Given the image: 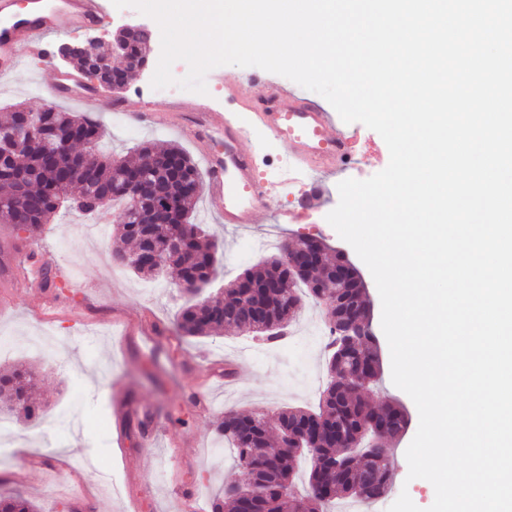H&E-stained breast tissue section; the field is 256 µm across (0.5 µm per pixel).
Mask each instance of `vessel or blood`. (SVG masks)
Returning a JSON list of instances; mask_svg holds the SVG:
<instances>
[{
    "mask_svg": "<svg viewBox=\"0 0 512 512\" xmlns=\"http://www.w3.org/2000/svg\"><path fill=\"white\" fill-rule=\"evenodd\" d=\"M93 31L105 24L99 0H0V77L17 74L24 55L47 58L48 41L59 34L65 23ZM26 54H19V47ZM60 99L78 100L92 106L94 91L56 78L52 84ZM237 95L246 101L264 105V120L269 131L279 140L297 149L288 165L279 171L277 180L257 174L251 155L242 147L244 133L240 128L216 124L206 112L190 110L188 105L143 103L137 106L120 102L119 111H134L139 120L161 123L172 115H180L189 136L207 133L208 148L205 168L207 191L217 201L220 213L228 224H251L263 213L275 196L278 182L299 183L304 187L302 210L309 209L321 196L323 188L312 182L311 173L302 164L309 157L321 172L331 162L349 160L354 143L334 123L330 112L314 102L301 99L296 92L270 81L251 78L241 81Z\"/></svg>",
    "mask_w": 512,
    "mask_h": 512,
    "instance_id": "b4317fda",
    "label": "vessel or blood"
}]
</instances>
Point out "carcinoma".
I'll return each mask as SVG.
<instances>
[{
	"label": "carcinoma",
	"instance_id": "obj_1",
	"mask_svg": "<svg viewBox=\"0 0 512 512\" xmlns=\"http://www.w3.org/2000/svg\"><path fill=\"white\" fill-rule=\"evenodd\" d=\"M150 34L120 37L105 46L91 45L71 57V66L81 73L99 72L107 92L124 86L128 75L148 64ZM125 59V68L112 67L113 54ZM22 123L38 132L27 140L20 161L4 164L0 172V223L19 221L37 232L61 207L93 213L102 207L103 196L125 181L134 169L145 184L134 204L121 198L120 237L135 246L132 252L112 254V260L136 275L151 276L169 267L178 270L179 284L207 286L216 272L219 245L207 236L190 214L193 200L202 191L196 163L180 147L137 146L143 160L136 167L95 152L101 138L98 122L90 115H73L55 106L33 111L22 104L0 122L8 133ZM61 149L73 156L74 167L63 170L51 162L49 153ZM173 227L183 253H166V227ZM319 259L316 279L296 275L291 268L298 247ZM156 252L164 258L158 268L147 267L137 255ZM346 260L331 255L322 241L284 242L279 253L263 260L260 267L238 276L219 294L184 306L177 315L180 338L208 337L224 330L251 333L265 343L279 341L304 300L319 301L323 287L336 279V270ZM361 324L359 345L326 360L327 383L319 409H281L266 413H224L216 428L218 439L232 447L237 465L254 480L258 492L254 512H326L333 501L351 497L373 503L388 491L391 479L390 448L381 438L399 435L408 424L404 409L388 403L374 407L365 392L381 373L376 337L369 325V303L357 273L349 271L336 290L330 330L334 319ZM39 375L25 365L0 370V403L9 415L28 421L40 418L42 408L33 398ZM309 463L308 490L298 499L292 494L297 462ZM240 486L226 484L212 502V512H240ZM0 512H36L35 504L18 494H0Z\"/></svg>",
	"mask_w": 512,
	"mask_h": 512
}]
</instances>
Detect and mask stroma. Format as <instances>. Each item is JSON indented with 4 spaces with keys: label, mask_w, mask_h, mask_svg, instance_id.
<instances>
[{
    "label": "stroma",
    "mask_w": 512,
    "mask_h": 512,
    "mask_svg": "<svg viewBox=\"0 0 512 512\" xmlns=\"http://www.w3.org/2000/svg\"><path fill=\"white\" fill-rule=\"evenodd\" d=\"M106 14L101 36H111L113 28L128 22L152 29L149 70L132 75L120 95L100 93L92 111L103 136L98 149L103 154L127 157L139 162L133 148L141 142L182 147L194 160H201L204 145L192 141L175 123L147 125L136 117L117 118L116 101L149 99L157 103L181 102L216 113L222 120L245 129V148L254 153L257 167L267 178H276L291 154L290 147L273 137L259 121L254 109L227 96V86L249 76L261 75L258 67L223 65L210 70L205 78L207 91L199 94L179 87L155 89L153 69L161 54V36L156 22L134 8H116L112 0H100ZM64 67L59 59L50 63L25 60L18 74L0 78V120L15 103L37 110L47 104L77 114L85 107L71 101H52L48 90ZM343 129L356 141L357 151L347 169V177L368 179L389 163V150L382 137L359 122ZM338 178L325 181L319 204L300 224L280 223L278 214L298 203L299 188L284 184L267 213L258 223L241 228L224 223L218 205L208 195L196 202L194 223L208 225L224 250L218 265L217 285L231 282L238 274L266 258V251L249 250L250 242L274 235L297 239L316 237L333 250L343 252L361 275L372 303L371 329L377 338L382 360V376L372 385L369 399L381 405L400 402L408 412L409 424L391 440L392 479L386 496L376 504L344 499L335 504L336 512H387L401 492H408L420 508L434 501L432 484L423 479L408 480L405 453L419 424L412 399L391 380V356L381 327V300L375 281L354 249L327 222L326 216L339 202ZM88 217L63 210L37 236L17 232L10 224H0V300L10 308L0 313V340L11 351L0 354V364L26 361L39 368L44 381L37 397L46 409L38 421L30 423L6 416L9 434L15 438V455L60 452L63 476L52 478L40 469L19 472L17 463L0 464V476L8 475L10 488L20 491L38 506L39 512H82L92 505L94 512H171L176 490L195 494L201 504H210L225 482H245L230 449L221 447L215 429L225 411L274 412L285 406L317 408L320 391L315 380L325 376L326 343L318 334L324 322V308L305 300L292 334L275 344H265L230 332L221 336L183 340L170 348L165 337H129V321L142 320L148 326L173 327L182 305L176 294L175 273L150 278L134 275L112 263L115 231L121 222L120 207H113L105 223L100 244L88 242L80 226ZM50 264L64 292L32 286L31 270ZM232 369L234 384L210 388L212 408L199 413L190 403L193 392L201 389L208 368ZM122 380L132 398L127 409H120L108 388L110 380ZM166 422L158 430L154 453L158 468L143 467L139 458L141 434L135 421L154 426L156 418ZM107 465L115 482H101L94 470Z\"/></svg>",
    "instance_id": "35a3bbf8"
}]
</instances>
